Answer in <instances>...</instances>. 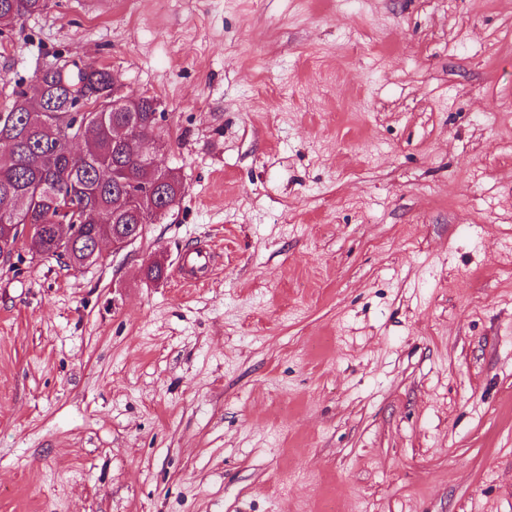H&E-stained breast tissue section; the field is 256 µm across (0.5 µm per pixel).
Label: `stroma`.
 <instances>
[{
    "label": "stroma",
    "mask_w": 512,
    "mask_h": 512,
    "mask_svg": "<svg viewBox=\"0 0 512 512\" xmlns=\"http://www.w3.org/2000/svg\"><path fill=\"white\" fill-rule=\"evenodd\" d=\"M72 59L185 191L0 263V512H512V0H50L0 112Z\"/></svg>",
    "instance_id": "35a3bbf8"
}]
</instances>
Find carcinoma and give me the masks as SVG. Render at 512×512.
<instances>
[{
	"mask_svg": "<svg viewBox=\"0 0 512 512\" xmlns=\"http://www.w3.org/2000/svg\"><path fill=\"white\" fill-rule=\"evenodd\" d=\"M48 0H0V25L40 14ZM93 90L82 115L81 135L87 157L70 156L55 137L56 121L69 105ZM154 99L142 95L114 96L110 73L91 66L76 73L56 66L42 70L36 83L13 91L10 109L0 112V140L11 141L0 151V244L9 247L4 260L26 244L68 266L97 262L90 249L97 237L132 226L154 224L182 195L181 177L161 169L157 183L141 184V151L133 128L156 125ZM42 224H68L66 238L38 231Z\"/></svg>",
	"mask_w": 512,
	"mask_h": 512,
	"instance_id": "cac0c4a2",
	"label": "carcinoma"
}]
</instances>
